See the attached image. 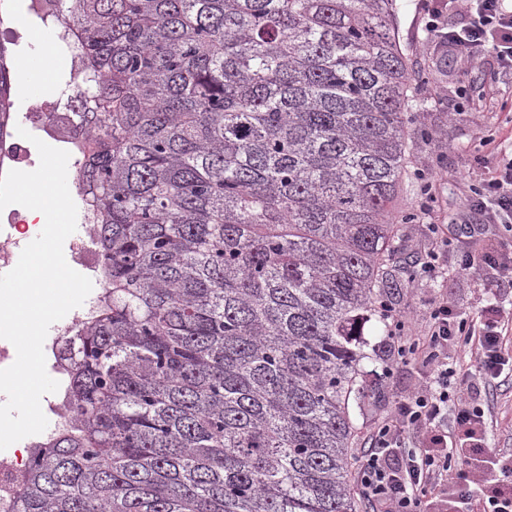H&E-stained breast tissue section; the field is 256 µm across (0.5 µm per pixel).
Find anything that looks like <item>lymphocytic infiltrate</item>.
I'll list each match as a JSON object with an SVG mask.
<instances>
[{
	"instance_id": "f902f5d3",
	"label": "lymphocytic infiltrate",
	"mask_w": 512,
	"mask_h": 512,
	"mask_svg": "<svg viewBox=\"0 0 512 512\" xmlns=\"http://www.w3.org/2000/svg\"><path fill=\"white\" fill-rule=\"evenodd\" d=\"M464 20L446 24L437 0H418L425 27L447 52L466 62L491 61L497 74H512V0H455ZM471 166L484 176L451 225H429V251L416 263L417 275L436 279L444 268L440 253L457 248V272L482 269L512 282V257L504 259L475 247L474 237L495 224L512 223V157L490 158L495 140L481 138ZM391 359L385 375L399 366L417 365L424 373L415 391L402 397L360 458V493L376 512H432L435 504L464 505L465 512H512V459L489 462L481 442L485 412L470 396L471 377L498 378L505 359L504 334L512 326V308L487 305L476 319L433 300L419 324L390 303L381 305Z\"/></svg>"
}]
</instances>
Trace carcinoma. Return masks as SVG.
I'll list each match as a JSON object with an SVG mask.
<instances>
[{
	"mask_svg": "<svg viewBox=\"0 0 512 512\" xmlns=\"http://www.w3.org/2000/svg\"><path fill=\"white\" fill-rule=\"evenodd\" d=\"M104 258L17 512H358V327L418 113L395 0H63ZM13 71L0 66V128Z\"/></svg>",
	"mask_w": 512,
	"mask_h": 512,
	"instance_id": "obj_1",
	"label": "carcinoma"
}]
</instances>
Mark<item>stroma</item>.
Listing matches in <instances>:
<instances>
[{"label":"stroma","mask_w":512,"mask_h":512,"mask_svg":"<svg viewBox=\"0 0 512 512\" xmlns=\"http://www.w3.org/2000/svg\"><path fill=\"white\" fill-rule=\"evenodd\" d=\"M396 5L399 42L420 74L415 96L424 102L418 117L419 132L407 142L410 175L400 185L396 210L401 215L415 211L418 186L412 172L429 165L442 177L433 219L446 224L451 222L463 202L465 189L455 175L479 150L477 131L495 136L499 143H512V85L502 84L500 94L488 108L458 114V83L463 80L477 85L489 82V65L475 64L468 71H461L459 60L441 53L434 43L429 42L425 19L416 0H396ZM426 131L432 133V140L423 139L422 134ZM381 294L413 317L422 314L437 295L446 296L457 309L472 315L477 314L490 298L476 275L467 278L452 273L436 283L402 276L397 268L391 269L388 286ZM383 337L382 324L374 320L365 323L362 339L370 348V357L363 360L362 368L367 374L369 395L362 410L353 414L352 451L357 457L362 455L374 424L390 413L396 400L413 389L422 376L420 368L408 366L396 369L391 378H383L382 371L386 366L385 355L380 349ZM479 400L492 414L488 448L496 454L512 455V359L505 363L492 386L481 389Z\"/></svg>","instance_id":"stroma-1"}]
</instances>
